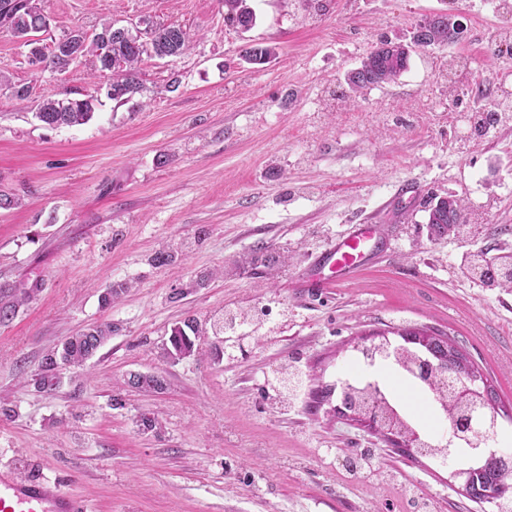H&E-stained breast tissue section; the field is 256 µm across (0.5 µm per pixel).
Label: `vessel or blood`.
Instances as JSON below:
<instances>
[{"label":"vessel or blood","mask_w":512,"mask_h":512,"mask_svg":"<svg viewBox=\"0 0 512 512\" xmlns=\"http://www.w3.org/2000/svg\"><path fill=\"white\" fill-rule=\"evenodd\" d=\"M379 234V225H352L321 252L311 271V279L320 281L322 271L328 269L332 272L333 283L349 281L357 269L373 258ZM0 512H85V507L54 484L40 479H22L1 471Z\"/></svg>","instance_id":"b4317fda"}]
</instances>
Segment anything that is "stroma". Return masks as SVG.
<instances>
[{"instance_id": "obj_1", "label": "stroma", "mask_w": 512, "mask_h": 512, "mask_svg": "<svg viewBox=\"0 0 512 512\" xmlns=\"http://www.w3.org/2000/svg\"><path fill=\"white\" fill-rule=\"evenodd\" d=\"M247 4L256 22L244 31L225 22L222 0H43L46 47L107 21L189 33L182 55L143 59L141 90L126 102L85 59L62 74L33 71L27 47L0 28V72L31 87L23 103L0 87V191L22 199L0 209V303L16 307L0 324V465L60 484L86 512H413L418 496L433 512H492L449 468L339 413L336 371L346 350L381 333L451 337L494 388L495 438L512 450V293L467 272L474 254L512 253V56L489 53L512 34V10L490 0ZM442 11L463 24L460 40L416 50L394 82L340 99L380 36ZM252 43L275 56L245 63ZM451 81L465 91L457 108ZM87 94L85 124L36 117L44 99ZM493 109L487 134L464 126L462 114ZM428 192L464 199L487 232L430 236ZM373 215L387 232L372 264L346 283L303 282L323 245ZM164 240L188 252L157 267L149 257ZM260 243L291 258L269 284L233 268ZM214 268L223 276L175 298ZM125 281L132 289L102 308L103 290ZM239 307L264 314L240 328L243 343L163 362L175 325ZM104 322L116 330L85 366L38 391L46 350ZM286 363L307 375L290 402L275 384ZM131 371L161 373L165 390L128 389ZM142 412L158 416L159 433L138 431ZM363 448L377 474L357 481L346 460Z\"/></svg>"}]
</instances>
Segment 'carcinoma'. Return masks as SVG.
<instances>
[{
  "label": "carcinoma",
  "mask_w": 512,
  "mask_h": 512,
  "mask_svg": "<svg viewBox=\"0 0 512 512\" xmlns=\"http://www.w3.org/2000/svg\"><path fill=\"white\" fill-rule=\"evenodd\" d=\"M41 2L42 0H0V16L6 21L4 25L0 23V28L9 29L17 38L35 46L41 55V61L48 62L51 70L64 72L71 66L68 43L58 39L52 40L50 53L47 54L43 51L40 41L35 39L36 34L46 33L50 28V19ZM449 18L450 15L446 12L436 13L424 23L417 25L416 29L420 30V33L413 38V45L418 48L442 47L452 42ZM224 19L248 30L255 24L256 17L246 5V0H224ZM114 29L115 24L107 21L102 24L100 31L83 33L80 44L81 56L93 58L94 70L99 76H107L115 63L122 66L121 79L112 83L111 98L114 100H124L138 92L140 85L136 78V68L144 55L149 53L158 58L178 56L184 53L190 42L188 36L183 40L179 39L177 31L180 27L158 26L154 29L151 49L148 50L134 37L116 36ZM386 45L387 41L380 40V44L361 60L360 66L347 74L346 83L351 91L360 94L367 89L379 87L395 80L407 69L410 46L388 49ZM274 55L275 48L272 46H253L245 49L242 58L250 64H262ZM92 115L91 95L67 101L46 99L36 113L39 121L52 127L82 125L87 123ZM465 210L463 200L452 194L443 198L432 194L425 202L427 224L439 237L450 233L463 237L473 236L480 232L478 225L465 223ZM177 259L178 252L168 245H163L155 251L151 262L164 266L172 264ZM287 264V255L272 245L262 243L243 254L237 261L236 268L260 269L274 276ZM470 271L489 287L507 293L512 291V256L503 257L495 268L488 269L483 258L476 254L473 256ZM253 318L254 315L247 311L226 312L224 318L210 322L188 318L183 324L171 329L163 348L164 358L174 363L190 358L198 352L201 342L208 337L219 336L226 330L234 331L249 324ZM113 331L112 324L107 323L87 328L66 338L60 347L52 349L44 356L41 371L33 378L35 387L43 391L55 389L59 383V371L63 368L83 366L112 336ZM400 335L414 339L420 335L427 340V345L421 349L405 345L392 350L381 345L377 347V352L394 354L395 361L407 372H413L422 357L421 350L425 349L437 359L446 362L450 371L473 377L480 375L478 368L453 339L422 335L412 328L402 329ZM302 383V371L297 367L285 366L278 372L277 384L285 397H293ZM126 385L131 389L156 393L166 388L165 379L153 374H131L127 377ZM421 386L436 397L450 422L459 423L467 418L470 406L448 393V389L443 385L442 375L435 374L430 379L421 381ZM135 424L143 433L156 434L160 430L158 418L152 413L138 415ZM427 448L429 455L441 459H452L460 451H465L473 460V463L467 465V470L472 475L470 484L465 488L467 496L477 504L494 505L496 512H512V453L506 451L493 456L482 449L476 436L469 437V441L460 443L456 448L448 449L436 440L428 442Z\"/></svg>",
  "instance_id": "obj_1"
}]
</instances>
